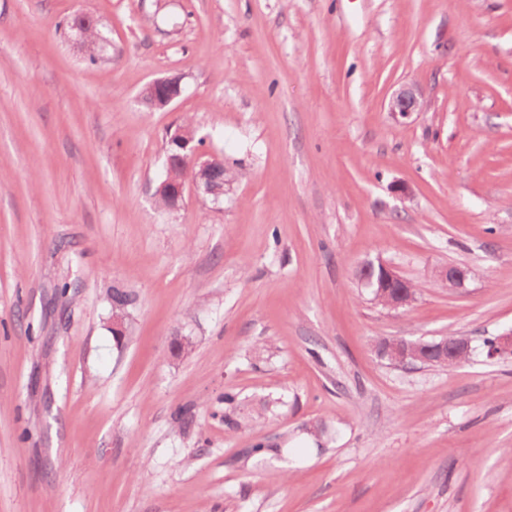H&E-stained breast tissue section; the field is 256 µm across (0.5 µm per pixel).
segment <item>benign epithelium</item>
<instances>
[{"mask_svg": "<svg viewBox=\"0 0 512 512\" xmlns=\"http://www.w3.org/2000/svg\"><path fill=\"white\" fill-rule=\"evenodd\" d=\"M182 77L159 78L148 83L141 92V99H149L157 109H164L178 99L182 93ZM425 100L422 91L414 84L400 86L391 96L389 112L393 117L407 118L415 112L423 111ZM194 134L188 128H179L169 137L175 152L169 156L168 165H175L184 170L176 180L166 179L160 183L157 193L169 198L170 208L178 209L184 199L186 180H191L197 190L218 201L224 196L231 179L226 177L224 166L214 160L198 161L196 147L193 146ZM380 292L388 294L396 291L401 299L393 303L397 309L408 305L413 300V289L403 280L392 266L380 261L375 265ZM468 278V271L459 267H446L438 271L439 281L448 288H461ZM439 351L448 365L453 366L464 360L470 351V340L465 336H456L439 347L419 350V343L402 338H390L383 346L376 348L378 355L395 364H413L426 362L434 351ZM490 359L512 355V332L497 337L487 349Z\"/></svg>", "mask_w": 512, "mask_h": 512, "instance_id": "benign-epithelium-1", "label": "benign epithelium"}]
</instances>
